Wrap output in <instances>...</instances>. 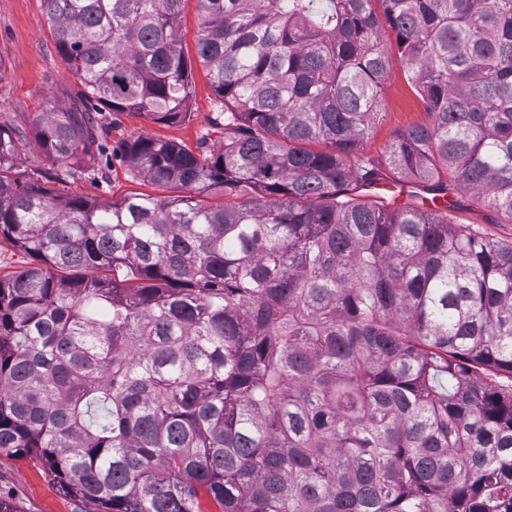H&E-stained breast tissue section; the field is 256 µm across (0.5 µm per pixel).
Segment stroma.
Returning a JSON list of instances; mask_svg holds the SVG:
<instances>
[{"label": "stroma", "mask_w": 512, "mask_h": 512, "mask_svg": "<svg viewBox=\"0 0 512 512\" xmlns=\"http://www.w3.org/2000/svg\"><path fill=\"white\" fill-rule=\"evenodd\" d=\"M195 94L190 115L181 124L167 126L135 112L116 115L108 145L98 160L104 177L66 180L63 192L112 201L131 191L150 192V185L132 177L126 162L114 149L122 141L149 135L188 147L206 143L220 146L223 131L214 127L219 104L202 66L194 68ZM75 85L57 52L42 0H0V125L15 131L22 141V159L28 176L46 182L63 164L49 161L35 138L36 119L52 108L70 105ZM384 111L368 137L364 152L383 156L393 135L413 123L428 122L419 99L410 90L401 69H394L384 89ZM0 499L15 512H92L91 505L62 493L36 456H13L0 452Z\"/></svg>", "instance_id": "35a3bbf8"}]
</instances>
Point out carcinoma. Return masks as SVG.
<instances>
[{
    "instance_id": "1",
    "label": "carcinoma",
    "mask_w": 512,
    "mask_h": 512,
    "mask_svg": "<svg viewBox=\"0 0 512 512\" xmlns=\"http://www.w3.org/2000/svg\"><path fill=\"white\" fill-rule=\"evenodd\" d=\"M182 2L43 0L64 178L98 173L102 110L187 118ZM197 3L224 143L120 145L181 194L23 179L0 125L30 258L0 276V452L96 512H512V240L453 217L465 191L512 223V0ZM397 64L429 121L369 157ZM402 180L444 205L375 192Z\"/></svg>"
}]
</instances>
